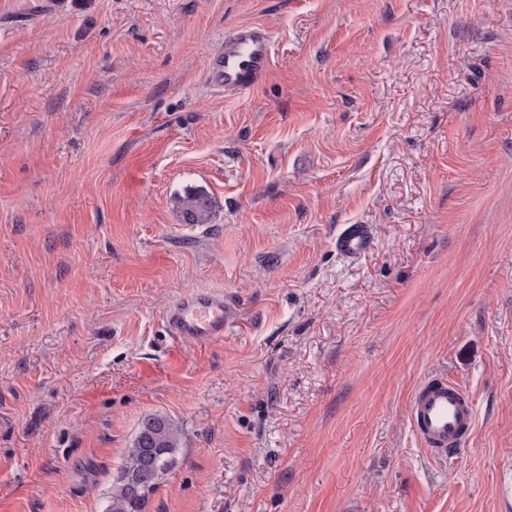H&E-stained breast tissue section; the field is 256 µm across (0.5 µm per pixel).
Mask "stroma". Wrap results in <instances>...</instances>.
Instances as JSON below:
<instances>
[{
    "label": "stroma",
    "instance_id": "35a3bbf8",
    "mask_svg": "<svg viewBox=\"0 0 512 512\" xmlns=\"http://www.w3.org/2000/svg\"><path fill=\"white\" fill-rule=\"evenodd\" d=\"M198 288L224 338L172 345ZM431 376L476 408L445 460ZM154 414L150 512H512V0H0V512H105ZM272 62L269 32L257 24H245L224 38V46L207 62V80L225 95L252 91L266 77ZM177 208L187 224H205L208 221L211 201L203 191H187L175 199ZM369 244V233L366 227L361 224L349 225L336 237V248L345 255L359 254L365 251ZM226 318L224 294L212 290H192L174 300L162 315L173 342L207 345L224 338ZM476 419L473 402L454 383L428 379L415 390L410 420L415 434L436 457L462 448ZM182 435L180 426L167 416L156 414L144 418L112 484L105 512H149L150 498L159 480L178 464L176 450ZM144 446L156 450L153 468L141 475L142 487L130 485L127 476L138 470L139 451Z\"/></svg>",
    "mask_w": 512,
    "mask_h": 512
}]
</instances>
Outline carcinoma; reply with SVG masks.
<instances>
[{"instance_id":"obj_1","label":"carcinoma","mask_w":512,"mask_h":512,"mask_svg":"<svg viewBox=\"0 0 512 512\" xmlns=\"http://www.w3.org/2000/svg\"><path fill=\"white\" fill-rule=\"evenodd\" d=\"M175 203L185 223L208 221L211 201L205 192L188 191ZM181 439L180 426L169 417L156 414L144 418L112 484L105 512H149L159 480L178 464L176 450Z\"/></svg>"}]
</instances>
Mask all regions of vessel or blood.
<instances>
[{"label":"vessel or blood","instance_id":"b4317fda","mask_svg":"<svg viewBox=\"0 0 512 512\" xmlns=\"http://www.w3.org/2000/svg\"><path fill=\"white\" fill-rule=\"evenodd\" d=\"M272 62L269 32L257 24L236 28L207 62L208 81L226 95L252 91L266 77ZM370 244L365 226L352 224L336 238L337 250L356 255ZM227 311L224 295L212 290H193L174 300L162 320L173 342L212 344L224 337ZM476 419L473 402L454 383L439 378L421 383L411 401L410 420L415 434L434 456H447L463 446Z\"/></svg>","mask_w":512,"mask_h":512}]
</instances>
